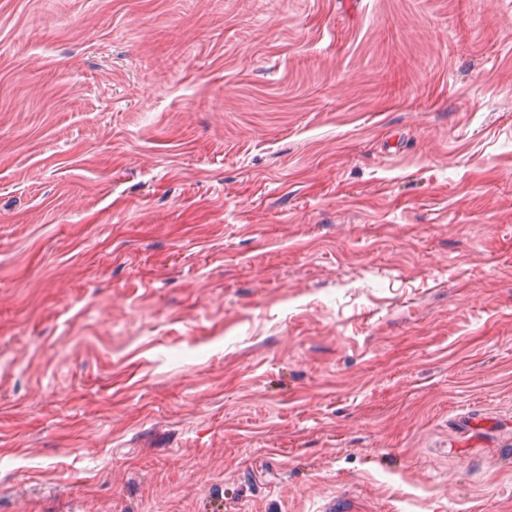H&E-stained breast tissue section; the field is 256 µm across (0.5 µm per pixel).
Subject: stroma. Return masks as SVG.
Masks as SVG:
<instances>
[{
    "label": "stroma",
    "mask_w": 512,
    "mask_h": 512,
    "mask_svg": "<svg viewBox=\"0 0 512 512\" xmlns=\"http://www.w3.org/2000/svg\"><path fill=\"white\" fill-rule=\"evenodd\" d=\"M0 512H512V0H0Z\"/></svg>",
    "instance_id": "35a3bbf8"
}]
</instances>
